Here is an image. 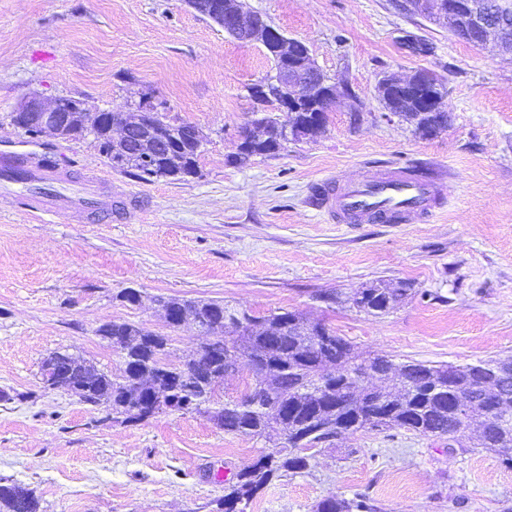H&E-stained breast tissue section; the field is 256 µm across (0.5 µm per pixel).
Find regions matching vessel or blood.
Instances as JSON below:
<instances>
[{"label": "vessel or blood", "mask_w": 512, "mask_h": 512, "mask_svg": "<svg viewBox=\"0 0 512 512\" xmlns=\"http://www.w3.org/2000/svg\"><path fill=\"white\" fill-rule=\"evenodd\" d=\"M0 176L10 182L34 181L47 192L18 193V205L34 213H53L66 205L95 215L112 213L111 202L99 194L100 177L72 182L63 163L44 164L35 152L0 151ZM445 173L421 177L418 169L404 164L338 185L329 180L314 187L312 203L339 224H409L428 220L447 195Z\"/></svg>", "instance_id": "1"}]
</instances>
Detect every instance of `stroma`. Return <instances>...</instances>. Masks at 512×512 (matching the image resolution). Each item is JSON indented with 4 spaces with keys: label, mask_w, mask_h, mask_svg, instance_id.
Instances as JSON below:
<instances>
[{
    "label": "stroma",
    "mask_w": 512,
    "mask_h": 512,
    "mask_svg": "<svg viewBox=\"0 0 512 512\" xmlns=\"http://www.w3.org/2000/svg\"><path fill=\"white\" fill-rule=\"evenodd\" d=\"M356 95L325 134L242 164L248 88L273 61L189 10L184 0H0V138L35 144L74 176L107 180L112 221L35 216L0 205V480L32 488L44 512H217L229 480L272 445L229 434L207 414L164 412L138 424L44 387L48 354L68 351L108 374L122 359L97 335L129 321L168 337L166 361L204 341L170 327L158 296L218 300L264 316L296 311L360 354L464 365L512 357V57L475 47L393 0H245ZM427 44L424 53L414 52ZM417 70L444 83L450 117L417 137L386 118V75ZM86 107L164 102L207 137L188 181L113 170L93 137L29 139L11 122L21 100ZM359 122H352L351 108ZM448 173L445 206L425 224H332L315 183L344 184L380 163ZM411 283L383 315L348 298L378 281ZM137 289L139 304L120 297ZM337 295L334 303L325 294ZM311 467L273 479L245 512H315L331 497L368 496L379 512H503L512 468L483 448L403 429L359 431L308 451Z\"/></svg>",
    "instance_id": "stroma-1"
}]
</instances>
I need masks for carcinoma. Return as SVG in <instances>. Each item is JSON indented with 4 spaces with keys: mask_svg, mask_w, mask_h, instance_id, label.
Listing matches in <instances>:
<instances>
[{
    "mask_svg": "<svg viewBox=\"0 0 512 512\" xmlns=\"http://www.w3.org/2000/svg\"><path fill=\"white\" fill-rule=\"evenodd\" d=\"M248 92L258 104L252 111L258 118L242 128V161L282 148L270 135L282 121L265 109L276 88L270 85L262 95L251 86ZM68 106L72 113L64 138H85L91 130L112 169L145 180L153 177L141 168L140 159L157 152V144L135 137L128 142L114 140L99 113L76 99ZM401 116L421 138L448 128L446 112L412 108ZM197 132L191 123L180 124L177 141L161 158L158 176L186 181L197 174ZM407 295L405 286L390 288L381 281L354 292L349 300L367 314L382 315ZM169 306L180 322L205 326L206 335L215 339L204 344L203 358L166 366L167 379L161 387H154L153 380L164 364L168 337L116 321L102 325L97 333L121 355L120 375L112 377L79 355L59 358L54 352L42 363V381L47 387L67 388L85 403L110 402L116 417L141 422L135 412L141 401L162 395L170 399L171 412H198L211 401L226 373L247 369L253 384L262 386V395L241 396L216 409L224 431L269 440L282 435L286 444L243 470L227 487L226 502H247L276 474L306 470L309 457L301 450L362 430L401 428L427 438H452L460 425L478 418L481 430L474 447L485 448L512 466V359L500 379L479 377L468 367L450 375L446 364L396 363L381 355L359 361L347 339L293 311L257 317L217 301L175 298L162 302V307ZM375 374L385 385L365 386L364 379ZM0 512H40V500L20 483L0 484ZM317 512H377V506L363 495L336 497L320 502Z\"/></svg>",
    "mask_w": 512,
    "mask_h": 512,
    "instance_id": "carcinoma-1",
    "label": "carcinoma"
}]
</instances>
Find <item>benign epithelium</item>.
<instances>
[{"label":"benign epithelium","mask_w":512,"mask_h":512,"mask_svg":"<svg viewBox=\"0 0 512 512\" xmlns=\"http://www.w3.org/2000/svg\"><path fill=\"white\" fill-rule=\"evenodd\" d=\"M187 6L208 19L218 16L229 22V31L240 41L262 42L274 62L273 74L269 82L279 90L278 108L280 111L297 112L301 102H316L310 109L312 124L325 123L328 112L336 99L342 96L344 85L328 77L323 71L309 68L298 62L293 68L282 67L281 59L293 53L305 43L294 37H285L260 15L246 11L238 0H211L205 6L198 0H186ZM395 6L403 12L418 11L437 22H452L463 39L481 46L489 37H494L495 47L504 55L512 56V43L507 41L505 29L507 19L512 16V0H498L495 9H490L486 0H395ZM378 94L381 98L395 95L405 106L422 99L433 104L432 111H443V91L435 78L428 72H417L409 77L386 75L379 81ZM65 98L59 97L45 102L36 96L21 101L17 111L31 116L27 133L33 137L46 134L59 136L68 123L64 109Z\"/></svg>","instance_id":"7a95c632"}]
</instances>
